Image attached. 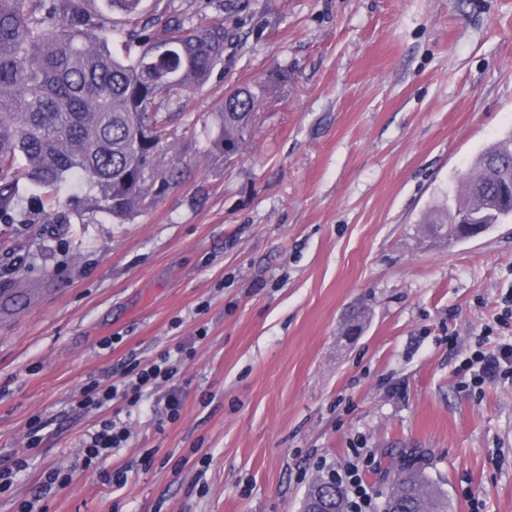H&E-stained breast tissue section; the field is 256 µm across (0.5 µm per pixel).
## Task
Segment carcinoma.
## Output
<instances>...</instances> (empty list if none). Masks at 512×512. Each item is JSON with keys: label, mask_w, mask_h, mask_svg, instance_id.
Segmentation results:
<instances>
[{"label": "carcinoma", "mask_w": 512, "mask_h": 512, "mask_svg": "<svg viewBox=\"0 0 512 512\" xmlns=\"http://www.w3.org/2000/svg\"><path fill=\"white\" fill-rule=\"evenodd\" d=\"M0 0V173L25 161L21 174L50 207L73 175L85 189L66 202L71 210L105 213L124 224L173 185L184 169L172 163L171 123L184 99L224 63L234 36L224 0H206L211 16L196 20L167 2L161 15L143 13V0ZM128 22L124 53L108 47L112 11ZM163 32L157 36L154 28ZM267 83L230 91L221 102L211 147L238 157L251 140L244 126L265 103ZM512 178V133L496 141L463 177L461 190L429 211L423 223L451 239L453 224L512 222V201L500 199ZM384 502L392 512H448V497L409 460L395 468ZM318 477L305 504L347 512V494Z\"/></svg>", "instance_id": "carcinoma-1"}]
</instances>
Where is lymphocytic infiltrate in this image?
<instances>
[{"label": "lymphocytic infiltrate", "mask_w": 512, "mask_h": 512, "mask_svg": "<svg viewBox=\"0 0 512 512\" xmlns=\"http://www.w3.org/2000/svg\"><path fill=\"white\" fill-rule=\"evenodd\" d=\"M181 360V354L167 352L146 363L134 364L108 386L85 385L75 403L83 410L100 413V420L86 431L74 462L64 470L47 469L32 496L20 502L17 512H46L43 501L53 488L66 486L79 476L94 474L122 484L127 478L126 469H112L111 463L114 451L125 447L130 439L126 417L139 406L145 394L159 391L168 420L179 419L183 407V395L177 384Z\"/></svg>", "instance_id": "lymphocytic-infiltrate-1"}]
</instances>
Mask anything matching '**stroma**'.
Segmentation results:
<instances>
[{"mask_svg": "<svg viewBox=\"0 0 512 512\" xmlns=\"http://www.w3.org/2000/svg\"><path fill=\"white\" fill-rule=\"evenodd\" d=\"M246 4L172 122L185 176L159 201L126 224H61L14 182L0 469L29 466L0 512L73 460L98 419L73 405L85 384L188 344L180 418L145 396L112 459L126 484L73 481L46 512H299L355 448L368 485L416 449L448 512H512V376L480 385L470 370L512 342V224L453 244L422 226L512 130V0ZM260 78L251 141L225 162L204 130L226 91Z\"/></svg>", "mask_w": 512, "mask_h": 512, "instance_id": "obj_1", "label": "stroma"}]
</instances>
